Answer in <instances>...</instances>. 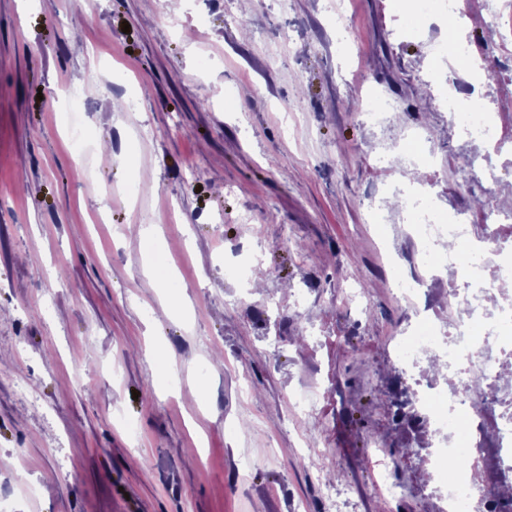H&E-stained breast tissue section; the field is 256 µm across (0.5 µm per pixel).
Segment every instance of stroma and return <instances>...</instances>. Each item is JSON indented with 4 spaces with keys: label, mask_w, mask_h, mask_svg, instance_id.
I'll return each instance as SVG.
<instances>
[{
    "label": "stroma",
    "mask_w": 512,
    "mask_h": 512,
    "mask_svg": "<svg viewBox=\"0 0 512 512\" xmlns=\"http://www.w3.org/2000/svg\"><path fill=\"white\" fill-rule=\"evenodd\" d=\"M460 6L456 24L410 22L408 0H181L170 26L160 0L88 16L78 0H0L12 512H438L429 434L394 419L389 342L421 320L390 285L387 260L409 267L413 244L387 188L417 178L472 241L512 248V224L488 218L512 196V71L490 0ZM456 39L486 77L489 145L435 103L450 62L436 47ZM376 96L398 104L381 124ZM411 141L429 166L412 168ZM247 258L260 290L233 272ZM110 363L112 383L97 375ZM303 389L321 394L314 413L292 404ZM378 438L401 497L377 475Z\"/></svg>",
    "instance_id": "obj_1"
}]
</instances>
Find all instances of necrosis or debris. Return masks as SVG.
<instances>
[{
	"label": "necrosis or debris",
	"mask_w": 512,
	"mask_h": 512,
	"mask_svg": "<svg viewBox=\"0 0 512 512\" xmlns=\"http://www.w3.org/2000/svg\"><path fill=\"white\" fill-rule=\"evenodd\" d=\"M404 208L416 233V261L426 269L438 265L437 248L445 240L457 244L449 261H462V275L476 278L483 267L495 265L498 276H512V250L499 251L488 258L485 250L473 245L460 224L445 222L438 215L426 193L409 191ZM485 288H474L463 295L459 303L466 313L454 333L443 342H436L433 333L415 337L410 343H398L394 348L399 369L414 365L422 356L432 354L449 363L467 364L465 378L444 388L437 385L412 393L407 412L416 414L425 427L433 428L439 439L430 452L435 468H447L448 481L438 489L440 512H469L473 495L485 502V512H499L496 487L512 483V411L495 423L493 450H486L484 424L478 413L483 396L482 385L495 371L499 356L512 353V302L499 305L496 313H484L482 300ZM474 414L464 417L463 406ZM466 444L468 466L451 469L447 463L456 457L459 444Z\"/></svg>",
	"instance_id": "4bbe7bcc"
}]
</instances>
